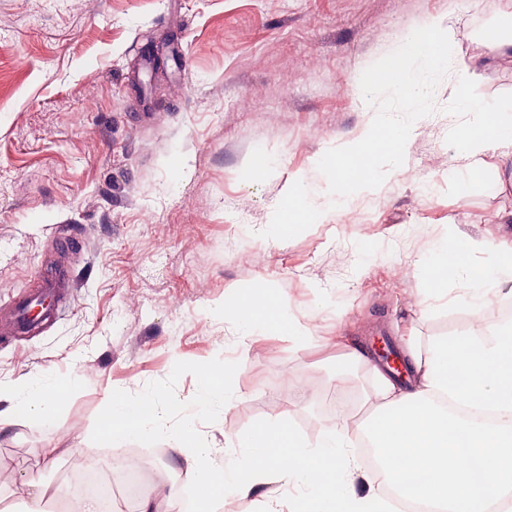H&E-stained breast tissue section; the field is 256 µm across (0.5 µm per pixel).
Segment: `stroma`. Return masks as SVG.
Instances as JSON below:
<instances>
[{
    "instance_id": "35a3bbf8",
    "label": "stroma",
    "mask_w": 512,
    "mask_h": 512,
    "mask_svg": "<svg viewBox=\"0 0 512 512\" xmlns=\"http://www.w3.org/2000/svg\"><path fill=\"white\" fill-rule=\"evenodd\" d=\"M512 0H0V323L41 275L63 266L75 286L55 320L0 340V384L72 376L52 424L21 419L0 434V512H25L30 480L52 484L71 457L94 463L133 443L100 446L113 391L167 402L178 428L198 372L236 366V397L205 411L203 443L281 415L318 441L347 403L373 410L384 365L376 339L404 348L466 331L448 295L421 303L425 243L446 233L494 245L512 239V179L487 154L483 182L461 187L467 161L450 131L457 73L417 120L403 170L332 209L323 154L371 124L360 78L432 19L461 38L453 63L474 61L467 92L512 114V50L469 40ZM170 55L165 78L140 87L146 42ZM270 170L250 176L256 154ZM304 177L320 223L271 239L281 200ZM81 242L57 253L58 226ZM401 269L402 280L392 278ZM264 281L313 338L240 340L217 314L227 295ZM358 341L348 363L336 339ZM145 462L167 492L194 491L167 440ZM58 448L57 458L40 451Z\"/></svg>"
}]
</instances>
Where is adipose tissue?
<instances>
[{"label": "adipose tissue", "instance_id": "adipose-tissue-1", "mask_svg": "<svg viewBox=\"0 0 512 512\" xmlns=\"http://www.w3.org/2000/svg\"><path fill=\"white\" fill-rule=\"evenodd\" d=\"M456 105L472 116L454 133L470 160L465 182L482 175L485 155L493 148L499 151L498 162L512 167V116L462 91ZM318 220L299 179L269 235L277 239ZM482 248L453 234L429 240L423 253L428 294L467 281L457 303L478 314L502 288L512 287V244L497 245V260L490 266L472 258ZM220 311L247 337L310 335L261 283L225 298ZM406 355L415 375L412 384L380 376L370 419L354 430L348 422L337 423L314 444L284 420L265 421L230 438L229 459L218 462L200 442L194 417L171 431L155 397L132 401L118 392L107 404L98 436L105 443L132 439L147 444L167 434L172 451L189 461L186 477L198 491L195 512H214L218 503L251 497L271 482L294 489L289 512H386L391 496L422 505L425 512H512V325L440 336L425 346L411 336ZM234 374L228 366L200 370L201 409L229 408L234 393L228 381ZM74 386V379L57 377L40 385L18 381L0 387V400L8 403L0 410V432L21 418L52 421L59 400ZM356 435L373 446L372 469H364L355 451ZM359 475L368 486L362 495L354 490Z\"/></svg>", "mask_w": 512, "mask_h": 512}]
</instances>
